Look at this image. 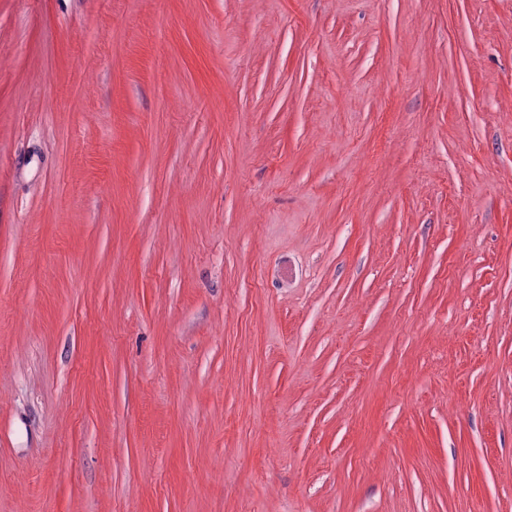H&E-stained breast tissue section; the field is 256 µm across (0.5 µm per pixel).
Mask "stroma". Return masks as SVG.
I'll return each mask as SVG.
<instances>
[{
	"label": "stroma",
	"instance_id": "1",
	"mask_svg": "<svg viewBox=\"0 0 512 512\" xmlns=\"http://www.w3.org/2000/svg\"><path fill=\"white\" fill-rule=\"evenodd\" d=\"M0 512H512V0H0Z\"/></svg>",
	"mask_w": 512,
	"mask_h": 512
}]
</instances>
